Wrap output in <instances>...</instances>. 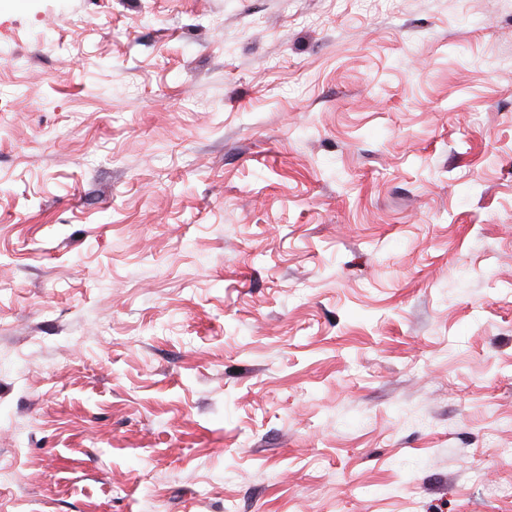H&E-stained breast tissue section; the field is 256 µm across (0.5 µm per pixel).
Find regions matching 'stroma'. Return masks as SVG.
Here are the masks:
<instances>
[{
    "instance_id": "stroma-1",
    "label": "stroma",
    "mask_w": 512,
    "mask_h": 512,
    "mask_svg": "<svg viewBox=\"0 0 512 512\" xmlns=\"http://www.w3.org/2000/svg\"><path fill=\"white\" fill-rule=\"evenodd\" d=\"M0 512H512V0H0Z\"/></svg>"
}]
</instances>
